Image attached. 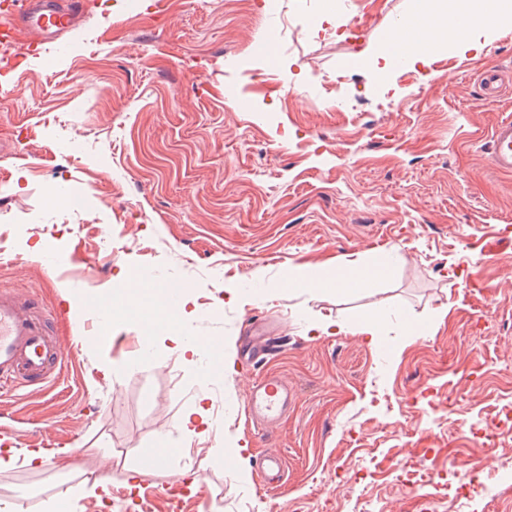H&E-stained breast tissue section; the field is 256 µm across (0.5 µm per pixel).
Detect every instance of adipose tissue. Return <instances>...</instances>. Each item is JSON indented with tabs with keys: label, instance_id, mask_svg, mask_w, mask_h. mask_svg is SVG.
Wrapping results in <instances>:
<instances>
[{
	"label": "adipose tissue",
	"instance_id": "adipose-tissue-1",
	"mask_svg": "<svg viewBox=\"0 0 512 512\" xmlns=\"http://www.w3.org/2000/svg\"><path fill=\"white\" fill-rule=\"evenodd\" d=\"M413 16L420 23L418 35L409 36L402 27L391 30L381 45L382 64L374 68L375 76H383L386 65L397 57L419 61L441 44L464 53L476 51L478 45L469 37L471 29L512 20V0H448L443 8L438 0H414ZM393 263V254L382 251L370 261L340 259L332 267L297 264L289 267L282 285L294 292L342 294L386 279Z\"/></svg>",
	"mask_w": 512,
	"mask_h": 512
}]
</instances>
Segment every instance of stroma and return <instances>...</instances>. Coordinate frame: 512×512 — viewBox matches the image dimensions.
I'll return each mask as SVG.
<instances>
[{
    "label": "stroma",
    "mask_w": 512,
    "mask_h": 512,
    "mask_svg": "<svg viewBox=\"0 0 512 512\" xmlns=\"http://www.w3.org/2000/svg\"><path fill=\"white\" fill-rule=\"evenodd\" d=\"M86 2L60 44L0 42V76H17L0 84V290L63 307L52 329L76 344L64 384L0 395V431L21 449L81 439L74 468L0 469V502L51 512L108 458L110 486L72 512L128 490L170 512L172 483L191 488L180 512H512V245L497 242L512 237V174L487 145L512 89L488 100L478 78L512 72V22L477 53L441 47L378 78L367 62L412 0ZM376 250L395 257L377 287H279L290 265ZM124 267L150 275L139 299L123 296ZM228 286L243 298L226 303ZM172 291L189 314L171 333L143 310ZM106 303L108 325L85 327ZM367 315L376 344L313 333ZM413 318L430 332L403 340ZM272 320L283 349L249 357ZM178 336L205 346L183 357ZM267 373L294 399L258 425L246 398ZM200 400L208 426L182 432ZM159 446L164 470L142 469ZM269 451L285 461L277 489L259 467ZM410 462L463 493L401 485Z\"/></svg>",
    "instance_id": "obj_1"
}]
</instances>
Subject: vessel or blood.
Masks as SVG:
<instances>
[{"instance_id": "b4317fda", "label": "vessel or blood", "mask_w": 512, "mask_h": 512, "mask_svg": "<svg viewBox=\"0 0 512 512\" xmlns=\"http://www.w3.org/2000/svg\"><path fill=\"white\" fill-rule=\"evenodd\" d=\"M79 15L60 0H0V39L19 50L35 52L78 29ZM512 86V76L490 67L480 75L486 98L496 99ZM490 161L500 173L512 174V119L502 120L490 132ZM73 349L57 336L37 297L0 290V390H15L47 382L60 375ZM292 393L279 379L266 376L247 397L254 420L270 423L291 405Z\"/></svg>"}]
</instances>
